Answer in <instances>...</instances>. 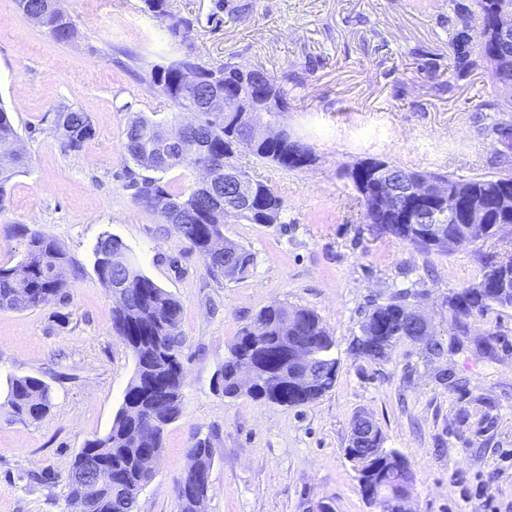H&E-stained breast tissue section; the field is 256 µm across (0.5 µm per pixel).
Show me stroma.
Wrapping results in <instances>:
<instances>
[{"mask_svg":"<svg viewBox=\"0 0 512 512\" xmlns=\"http://www.w3.org/2000/svg\"><path fill=\"white\" fill-rule=\"evenodd\" d=\"M472 0H170L189 19L172 39L143 0H58L76 38L54 41L0 0V105L28 157L0 211V264L20 260L15 225L55 237L78 274L63 302L0 310V402L9 379L48 384L38 421L0 411V512H70L63 482L76 454L105 436L135 371L112 331L115 302L94 271L102 233L183 304L182 413L165 433L138 512H178L175 482L200 441L213 450L208 512H378L345 455L355 415L408 461L409 512H512V308L455 325L444 300L481 274L469 249L423 253L370 234L344 172L373 156L467 179L512 175V149L493 127L505 97L478 59L457 72L449 48L459 6ZM240 14H231V7ZM204 63L263 65L286 87L287 124L315 162L287 171L245 155L242 168L285 200L281 224L238 221L224 235L256 256L243 279H214L160 213L125 190L123 139L142 113L177 110L149 80L153 64L186 51ZM82 110L96 129L77 151L52 130L56 112ZM401 291L431 321L441 356L401 342L376 364L349 353L365 311ZM314 310L336 341V384L314 403L283 407L216 392L214 374L242 327L272 301ZM58 481L42 484L38 473Z\"/></svg>","mask_w":512,"mask_h":512,"instance_id":"stroma-1","label":"stroma"}]
</instances>
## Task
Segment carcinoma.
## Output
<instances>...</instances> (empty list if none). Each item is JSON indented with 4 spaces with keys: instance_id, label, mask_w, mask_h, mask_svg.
<instances>
[{
    "instance_id": "cac0c4a2",
    "label": "carcinoma",
    "mask_w": 512,
    "mask_h": 512,
    "mask_svg": "<svg viewBox=\"0 0 512 512\" xmlns=\"http://www.w3.org/2000/svg\"><path fill=\"white\" fill-rule=\"evenodd\" d=\"M161 10L152 12L156 18L168 21L167 30L171 38L179 36L181 27L189 20L170 11L168 0H156ZM479 13L486 19V25L478 36L468 34L471 50L461 49V33L466 29L465 17H459L460 26L455 30L450 47L456 66L461 70L472 68L476 61L473 54L494 49V30L500 19L512 18V0H475ZM172 65L164 68L158 64L151 67V83L177 109H182L187 89L181 84L182 71L196 70L203 81L197 87L202 94L212 85L224 91L228 100L238 108L236 112H225L217 117L211 112H198L188 118L189 139L181 144L170 146V154H183L175 162L163 163L157 171L165 172L178 166L199 168V164H209L215 168L239 166V154L247 152L261 162H273L285 170H298L300 161L313 155L311 146L303 139L265 140L254 142L247 136L243 113L239 108L248 101V94L262 93L272 98L278 108L277 120L284 122L290 110L288 92L277 83L274 76L262 70V84L254 81L253 74L244 72L228 62L218 67H208L187 52L171 59ZM62 128L54 127L56 136L65 148L80 150L95 136V127L90 116L81 111L60 113ZM165 121L149 116L141 121L128 123L124 130L126 159L138 165L137 157L154 144V127ZM0 139H18V133L10 113L0 106ZM27 157L10 151L0 150V209L3 208L5 187L13 177L26 168ZM394 173L404 180L424 179L431 183H443L452 189L459 179L432 172L411 170L399 165ZM349 179L362 208V223L378 236H388L401 240L413 248L429 253L436 248L409 234L399 225L395 215L381 207L370 193L372 173L355 164L347 170ZM253 186V202L243 210L215 213L198 201L195 188L176 189L163 182L162 178L143 175L132 168L126 169L124 188L131 191L133 200L149 209L161 204L187 205L185 218L180 224L171 225L172 231L204 260L207 269L215 277L231 279L244 278L255 265V255L245 246L233 241L228 251H212L207 243L210 238L224 237V224L231 220H244L250 224H279L286 210L285 201L277 189L267 182L249 178ZM470 195L468 201L482 205L498 204L504 196L512 203V175L494 176L477 174L464 180ZM18 235L27 239L22 259L14 266L0 265V309L25 311L42 308L64 299L63 289L75 275V267L65 249L53 237L41 232H30L23 225L15 227ZM455 247L472 248V252L482 266L481 278L465 288L448 295V310L458 323L475 315L483 314L493 307H512V287L492 288L490 281L503 271H511L489 261L483 248L477 245L479 236L471 231L469 224H455L452 231ZM448 251L446 247L436 249ZM127 253L124 244L108 233H104L94 246V270L99 281L112 289V282L121 280L124 306L112 310V330L131 351L135 359L134 376L126 387L122 404L118 409L109 432L102 438L88 441L76 455L66 477L67 501L77 497L74 483V470L83 462L97 459L102 463L101 480L112 485V495L97 506L95 512H134L139 493L135 487L142 481L138 459L145 452L160 456L163 449L167 426L173 423L182 412L181 389L184 380L182 363L185 338L181 334V302L159 286L131 259L114 262L110 256ZM409 292L395 293L387 302L375 305L361 322L360 335L353 338L351 349L371 362L386 361L395 347L409 339L413 332L408 328L407 314L413 311L408 298ZM290 314L293 324L288 335L304 342L317 353V376L322 385L319 392L307 400L295 401L300 406L318 400L335 385L339 369V359L335 355L336 341L323 326L319 316L312 310L294 307L274 301L263 307L256 315L254 325L263 329L265 348L253 354V360L261 363L262 376L254 383L246 395L254 400L265 402L274 399V388L269 385V377L276 375L285 364L283 342L280 339L282 318ZM249 328H243L237 336L235 356L224 358V363L216 372V391L227 398L241 395L239 369L241 360L250 350ZM52 393L50 387L35 377L13 378L8 382L5 405L8 414L15 420L35 421L41 419L50 409ZM146 417L157 420L158 432L143 438L138 435L139 424ZM191 464L175 486L180 512H195V498L180 496L182 481L191 471L204 472L211 468L213 449L198 442L188 450ZM358 480H366L360 492L365 500L373 505H383L390 498L405 491H412L414 476L412 470L402 474L390 467L386 451L353 460Z\"/></svg>"
}]
</instances>
